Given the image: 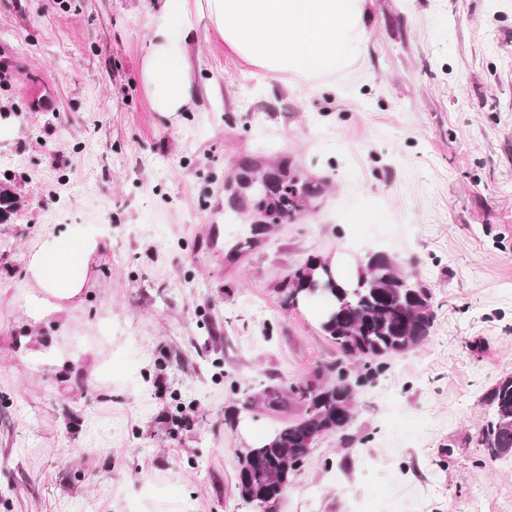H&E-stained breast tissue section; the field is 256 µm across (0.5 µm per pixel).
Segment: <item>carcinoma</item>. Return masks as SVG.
Instances as JSON below:
<instances>
[{
	"instance_id": "cac0c4a2",
	"label": "carcinoma",
	"mask_w": 512,
	"mask_h": 512,
	"mask_svg": "<svg viewBox=\"0 0 512 512\" xmlns=\"http://www.w3.org/2000/svg\"><path fill=\"white\" fill-rule=\"evenodd\" d=\"M416 279L398 272L384 253L368 258L355 281L342 284L318 277L314 259H307L285 285L288 301L294 293L314 284L324 289L325 311L319 321L322 334L336 346L340 358L326 368L329 379L319 374L318 399L308 402L304 383L288 389H268L263 403L268 407L293 402L300 415L284 422L274 438L248 448L240 461L237 488L241 498L260 505L281 499L315 440L328 435H346L353 420L354 391L373 375V365L403 354L429 335L433 314L431 294ZM361 363V373L351 377L350 364ZM489 409L478 435L479 445L492 458L512 456V376L501 378L481 397Z\"/></svg>"
}]
</instances>
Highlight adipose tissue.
<instances>
[{
	"mask_svg": "<svg viewBox=\"0 0 512 512\" xmlns=\"http://www.w3.org/2000/svg\"><path fill=\"white\" fill-rule=\"evenodd\" d=\"M190 34L187 27L173 33L167 16L157 17L151 52L142 65V79L150 91L153 109L170 117L185 111L194 96L189 61L181 48ZM98 247L97 236L79 227L43 241L28 264V272L38 287L29 300L33 318L60 311L61 301L81 293L86 283L81 269Z\"/></svg>",
	"mask_w": 512,
	"mask_h": 512,
	"instance_id": "adipose-tissue-1",
	"label": "adipose tissue"
}]
</instances>
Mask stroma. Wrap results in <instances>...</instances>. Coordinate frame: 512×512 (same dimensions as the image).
<instances>
[{
  "instance_id": "stroma-1",
  "label": "stroma",
  "mask_w": 512,
  "mask_h": 512,
  "mask_svg": "<svg viewBox=\"0 0 512 512\" xmlns=\"http://www.w3.org/2000/svg\"><path fill=\"white\" fill-rule=\"evenodd\" d=\"M165 3L0 0V512H263L240 453L299 409L256 398L339 358L282 282L376 252L429 288L430 333L273 512H512V456L477 441L512 375V0H366L357 67L314 81L172 13L175 118L141 77ZM77 226L106 231L87 286L33 320L29 257Z\"/></svg>"
}]
</instances>
